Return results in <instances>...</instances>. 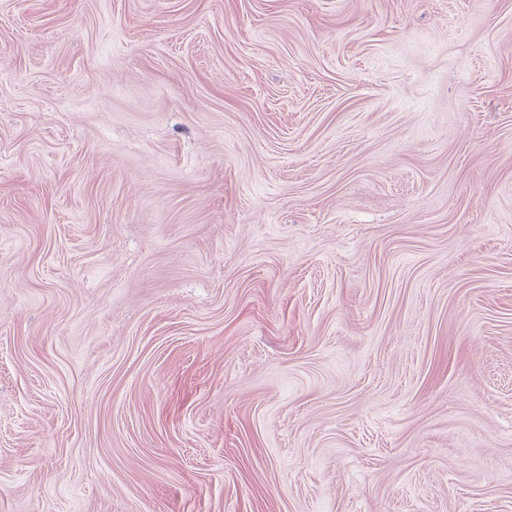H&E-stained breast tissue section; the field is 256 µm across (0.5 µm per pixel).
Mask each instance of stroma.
Masks as SVG:
<instances>
[{
	"label": "stroma",
	"mask_w": 512,
	"mask_h": 512,
	"mask_svg": "<svg viewBox=\"0 0 512 512\" xmlns=\"http://www.w3.org/2000/svg\"><path fill=\"white\" fill-rule=\"evenodd\" d=\"M0 512H512V0H0Z\"/></svg>",
	"instance_id": "35a3bbf8"
}]
</instances>
